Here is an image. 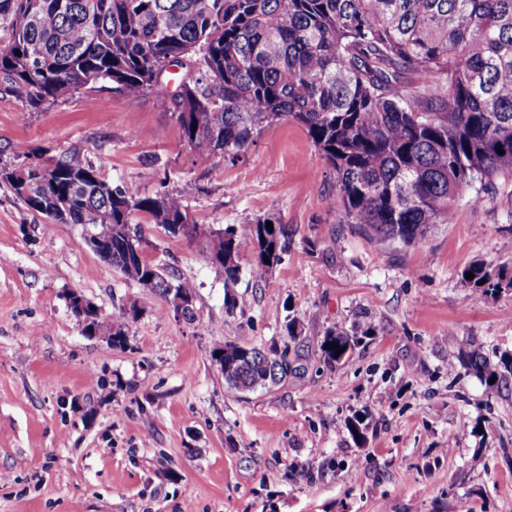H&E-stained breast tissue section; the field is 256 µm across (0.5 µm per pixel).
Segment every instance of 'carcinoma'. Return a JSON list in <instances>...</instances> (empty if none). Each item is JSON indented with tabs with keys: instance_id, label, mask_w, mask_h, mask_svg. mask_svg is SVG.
<instances>
[{
	"instance_id": "1",
	"label": "carcinoma",
	"mask_w": 512,
	"mask_h": 512,
	"mask_svg": "<svg viewBox=\"0 0 512 512\" xmlns=\"http://www.w3.org/2000/svg\"><path fill=\"white\" fill-rule=\"evenodd\" d=\"M0 0L11 40L0 73L37 109L85 87L88 74L130 96L166 90L155 71L167 60L197 71L170 104L183 140L201 154L240 159L265 126L293 121L336 174L338 205L365 236L421 246L436 224L456 222L458 205L493 177L512 175V0ZM20 54H15V51ZM504 154H499L498 149ZM59 176L24 203L53 224H86L112 241L108 260L127 278L166 297L159 268L135 258L125 229L187 224L182 198H134L104 180L74 150L56 159ZM281 229L254 225L202 246L224 252V287L240 258L257 267L281 260ZM467 271L481 298L503 273ZM344 352L337 355L331 345ZM334 365L350 337L327 335ZM228 387L250 391L288 375L285 355L234 344L211 351ZM469 366L485 381L512 375V354L492 365L480 350Z\"/></svg>"
}]
</instances>
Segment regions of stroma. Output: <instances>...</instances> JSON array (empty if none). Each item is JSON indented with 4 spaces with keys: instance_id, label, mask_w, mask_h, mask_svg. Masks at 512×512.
<instances>
[{
    "instance_id": "35a3bbf8",
    "label": "stroma",
    "mask_w": 512,
    "mask_h": 512,
    "mask_svg": "<svg viewBox=\"0 0 512 512\" xmlns=\"http://www.w3.org/2000/svg\"><path fill=\"white\" fill-rule=\"evenodd\" d=\"M77 150L130 195L181 196L210 232L282 225L273 267L234 286L199 242L145 223L144 254L193 285L194 318L127 279L0 182V512H512V375L463 364L512 353V285L475 299L463 271L512 278V177L425 244L368 239L332 206L306 130L264 127L237 161L183 140L163 93L102 81L30 110L0 78V165ZM80 294L126 342L86 335ZM355 345L323 359L327 332ZM287 351L291 373L228 389L218 344ZM468 364L477 374L485 378L490 386H494L495 382L490 384V379L493 377H496V381H499L504 373L512 375V354L502 356L497 364L491 365L480 350L474 348L468 355Z\"/></svg>"
}]
</instances>
